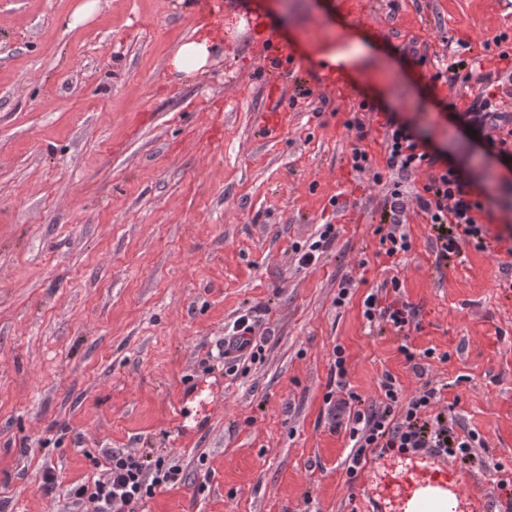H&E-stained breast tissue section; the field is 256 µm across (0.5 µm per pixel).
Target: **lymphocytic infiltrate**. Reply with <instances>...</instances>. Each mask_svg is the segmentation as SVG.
<instances>
[{"instance_id": "lymphocytic-infiltrate-1", "label": "lymphocytic infiltrate", "mask_w": 512, "mask_h": 512, "mask_svg": "<svg viewBox=\"0 0 512 512\" xmlns=\"http://www.w3.org/2000/svg\"><path fill=\"white\" fill-rule=\"evenodd\" d=\"M482 90L457 120L473 133L486 135L487 145L503 157H512V113L505 111L506 98H512V69L478 74ZM372 104L360 103L345 126L354 134L351 152L355 172L383 185L384 211L374 230L381 253L395 258L411 252L412 240L404 224L408 204H416L432 230L431 244L439 262L460 255L464 248L488 251L500 244L512 257V226L492 231L496 199L476 186L456 164L442 162L440 156L424 147L414 126L386 117L382 147L386 165L378 167L364 147L369 136L366 114ZM431 176L422 186L411 178L422 171ZM399 278L383 281L380 288L366 295L363 317L403 332L418 327L416 308L402 298ZM378 404H364L353 391L336 396V410L349 417L351 452L345 460L349 479H357L373 452L406 455L420 451L448 457L471 459L485 442L475 431L457 432L452 406L443 402L442 390L424 384L414 394H405L392 376H384ZM97 476L69 486L74 502L89 503L92 512H139L157 489L181 480V468L169 458L137 456L120 450H106L95 461Z\"/></svg>"}]
</instances>
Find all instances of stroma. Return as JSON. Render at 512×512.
Instances as JSON below:
<instances>
[{
    "label": "stroma",
    "instance_id": "35a3bbf8",
    "mask_svg": "<svg viewBox=\"0 0 512 512\" xmlns=\"http://www.w3.org/2000/svg\"><path fill=\"white\" fill-rule=\"evenodd\" d=\"M75 3L0 0V512H88L67 488L106 448L181 466L142 512H369L325 400L337 347L367 402L387 374L408 394L443 384L499 464L459 469L487 512H507L512 269L470 248L438 263L412 211V251L380 255L384 191L353 171L344 122L366 101L469 174L512 178L448 110L480 85L440 76L498 67L512 0H101L71 28ZM218 30L207 71L169 72L183 40ZM340 37L354 74L341 92L320 78ZM323 224L335 238L299 266L294 244ZM393 277L419 312L406 335L362 316ZM244 313L264 358L242 370L224 334ZM404 345L435 350L423 375ZM196 380L220 399L184 434L174 409Z\"/></svg>",
    "mask_w": 512,
    "mask_h": 512
}]
</instances>
